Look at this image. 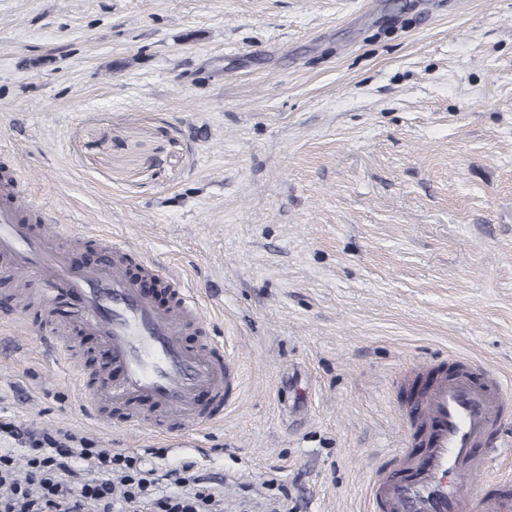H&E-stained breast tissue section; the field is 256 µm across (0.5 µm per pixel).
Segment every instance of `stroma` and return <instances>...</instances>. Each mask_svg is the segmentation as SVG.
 Segmentation results:
<instances>
[{"label":"stroma","mask_w":512,"mask_h":512,"mask_svg":"<svg viewBox=\"0 0 512 512\" xmlns=\"http://www.w3.org/2000/svg\"><path fill=\"white\" fill-rule=\"evenodd\" d=\"M66 253L134 244L236 366L223 423L154 441L58 384L0 257V452L72 432L189 465L223 512H366L405 391L464 356L512 388V0H0V168ZM464 512L512 507V455Z\"/></svg>","instance_id":"35a3bbf8"}]
</instances>
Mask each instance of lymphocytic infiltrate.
I'll return each mask as SVG.
<instances>
[{
    "label": "lymphocytic infiltrate",
    "mask_w": 512,
    "mask_h": 512,
    "mask_svg": "<svg viewBox=\"0 0 512 512\" xmlns=\"http://www.w3.org/2000/svg\"><path fill=\"white\" fill-rule=\"evenodd\" d=\"M72 433L59 431L31 440L27 468L18 473L10 454H0V512H114L117 502L143 501L150 512H214L216 494L190 487L185 471L166 472L170 488L154 491L140 458L108 448H79Z\"/></svg>",
    "instance_id": "f902f5d3"
}]
</instances>
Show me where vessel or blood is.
I'll use <instances>...</instances> for the list:
<instances>
[{
  "instance_id": "b4317fda",
  "label": "vessel or blood",
  "mask_w": 512,
  "mask_h": 512,
  "mask_svg": "<svg viewBox=\"0 0 512 512\" xmlns=\"http://www.w3.org/2000/svg\"><path fill=\"white\" fill-rule=\"evenodd\" d=\"M106 249L109 263L74 266L47 232L27 224L14 177L0 178V257L20 275L39 278L47 301L77 294L80 329L110 353L108 372L83 389L92 409L115 404L132 411L148 402L195 424L223 421L238 374L223 346L207 336L190 291L173 289L171 303L159 306L124 268L135 249L116 240ZM189 331L199 336L197 346L185 344ZM47 340L59 363L70 360L67 328L48 330ZM474 368L462 358L453 373H436L415 408L411 433L393 452L396 470L371 480L369 512H461L464 476L493 466L492 458L477 460L475 450L500 424L506 390L498 374L480 381Z\"/></svg>"
}]
</instances>
